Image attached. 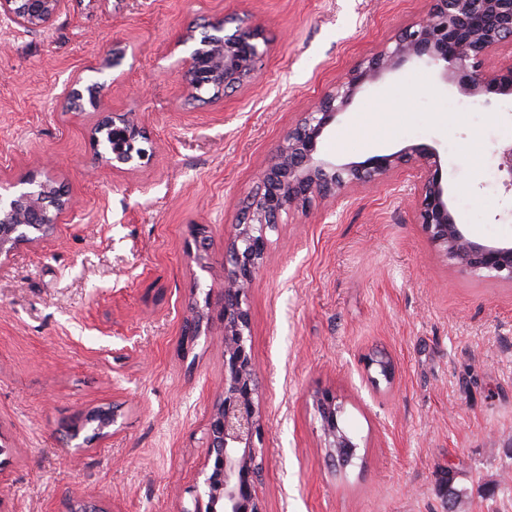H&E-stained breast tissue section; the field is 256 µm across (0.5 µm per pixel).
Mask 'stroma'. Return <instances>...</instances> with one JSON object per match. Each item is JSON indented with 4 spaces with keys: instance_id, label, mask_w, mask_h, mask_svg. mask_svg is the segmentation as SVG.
<instances>
[{
    "instance_id": "35a3bbf8",
    "label": "stroma",
    "mask_w": 512,
    "mask_h": 512,
    "mask_svg": "<svg viewBox=\"0 0 512 512\" xmlns=\"http://www.w3.org/2000/svg\"><path fill=\"white\" fill-rule=\"evenodd\" d=\"M427 0H69L50 29L0 23V178L52 177L72 206L54 232L0 258V512H191L206 430L224 391L219 328L181 344L194 284L219 299L225 226L301 114L420 16ZM249 17L261 76L208 103L178 73L186 30ZM136 113L148 159L115 168L70 112L75 81ZM104 109V110H105ZM512 95H468L425 62L364 88L321 139L336 163L425 144L449 208L479 243L512 244L497 143ZM408 165L340 201L282 214L250 290L261 384V512H512V283L448 260L414 217ZM209 227L208 266L188 261ZM377 352L391 378L369 367ZM343 405L358 444L330 464L316 393ZM116 408L85 443L66 423ZM464 494L456 506L447 480ZM208 228L205 224H194L191 226L189 236L191 241L187 244L186 257L201 267H206L208 260ZM205 242V245L202 243Z\"/></svg>"
}]
</instances>
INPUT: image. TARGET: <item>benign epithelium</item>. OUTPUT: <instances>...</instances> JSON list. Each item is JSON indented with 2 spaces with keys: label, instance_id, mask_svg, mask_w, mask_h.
Returning a JSON list of instances; mask_svg holds the SVG:
<instances>
[{
  "label": "benign epithelium",
  "instance_id": "benign-epithelium-1",
  "mask_svg": "<svg viewBox=\"0 0 512 512\" xmlns=\"http://www.w3.org/2000/svg\"><path fill=\"white\" fill-rule=\"evenodd\" d=\"M67 2L0 0V21L10 23L19 33L44 31ZM260 40L259 27L247 19L232 35L225 33L224 23H211L208 38L191 51L180 71L187 94L201 99L205 93L222 94L257 81L258 63L264 54ZM415 60L435 66L445 80H458L468 94H512V0H430L426 13L354 65L302 113L261 172L257 189L249 194L246 218L232 225L229 233L219 305L213 304L209 294L201 299L195 296L184 320L187 342L215 323L224 335V392L210 412L204 479L191 512H260L256 496L257 453L262 441L260 388L247 346L250 321L246 304L261 271L268 235L276 230L282 213L303 212L315 198L340 199L349 189L376 184L391 172L414 165L420 172L413 197L415 216L428 239L462 267L512 283V245L487 246L461 233L448 208L440 161L432 148L415 144L389 155L344 164L320 154L324 131L348 110L364 87ZM103 90V84L93 83L68 91V109L76 112L88 103L102 111L92 140L100 144V134L112 129V156L107 162L127 165L149 157L152 140L144 126L132 112L105 110ZM496 155L502 182L512 187V142L500 144ZM69 207L64 192H49V183L34 176L0 183V257L27 242L19 237L20 227L41 224L47 236ZM189 236L186 257L206 266L207 225H192ZM315 406L328 457L336 459V448L358 447L339 424L342 407L332 393L317 394Z\"/></svg>",
  "mask_w": 512,
  "mask_h": 512
}]
</instances>
